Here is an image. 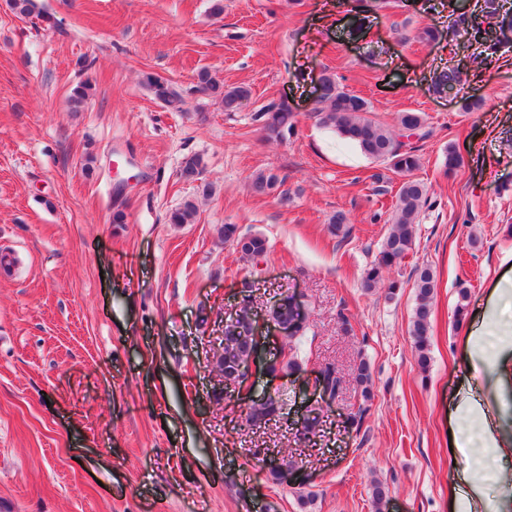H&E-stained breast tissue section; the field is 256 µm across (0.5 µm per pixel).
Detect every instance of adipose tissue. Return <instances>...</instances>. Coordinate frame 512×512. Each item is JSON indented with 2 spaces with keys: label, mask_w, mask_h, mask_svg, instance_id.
Wrapping results in <instances>:
<instances>
[{
  "label": "adipose tissue",
  "mask_w": 512,
  "mask_h": 512,
  "mask_svg": "<svg viewBox=\"0 0 512 512\" xmlns=\"http://www.w3.org/2000/svg\"><path fill=\"white\" fill-rule=\"evenodd\" d=\"M465 347L477 389L459 394L455 401L457 428L451 445L466 488L454 494L449 512H512V478L503 465V451L512 446V440L500 428V419L512 403L495 391L499 374L512 360V277L495 283L480 324L466 336ZM490 478L499 483L493 497L485 491Z\"/></svg>",
  "instance_id": "obj_1"
}]
</instances>
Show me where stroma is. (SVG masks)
Segmentation results:
<instances>
[{"label": "stroma", "mask_w": 512, "mask_h": 512, "mask_svg": "<svg viewBox=\"0 0 512 512\" xmlns=\"http://www.w3.org/2000/svg\"><path fill=\"white\" fill-rule=\"evenodd\" d=\"M35 2L22 16L0 0V258L11 260L0 267V512H448L462 485L454 402L473 384L463 339L495 282L512 277V48L474 61L466 36H449V15L471 0L436 13L400 0L359 37L346 0H224L219 15L213 0ZM423 24L437 41H413ZM448 64L461 65L463 86L434 93L432 73ZM203 69L250 98L224 111L194 92ZM327 69L381 121L420 112L433 131L415 173L433 207L391 273L401 283L391 300L360 279L402 178L315 125ZM149 73L184 111L154 98ZM84 82L90 98L74 104ZM467 97L483 108L462 111ZM281 98L296 132L262 143L255 113ZM451 146L462 165L450 176ZM117 148L130 164L113 167ZM190 155L204 165L195 181L180 176ZM258 171L284 177L289 205L248 191ZM187 200L198 204L193 223H169ZM339 211L345 239L329 231ZM223 224L264 236L267 255L243 257L219 238ZM425 265L436 288L423 370L409 330ZM282 293L300 299L312 353L300 379L273 382L289 414L253 429L215 360L244 298L265 322ZM362 358L365 410L351 371ZM329 364L342 390L306 440L302 407ZM260 448L302 462L310 508L303 489L267 482ZM377 481L388 490L380 508ZM144 82L157 100L178 111L182 110L183 97L173 90L166 79L149 73L145 75Z\"/></svg>", "instance_id": "stroma-1"}]
</instances>
